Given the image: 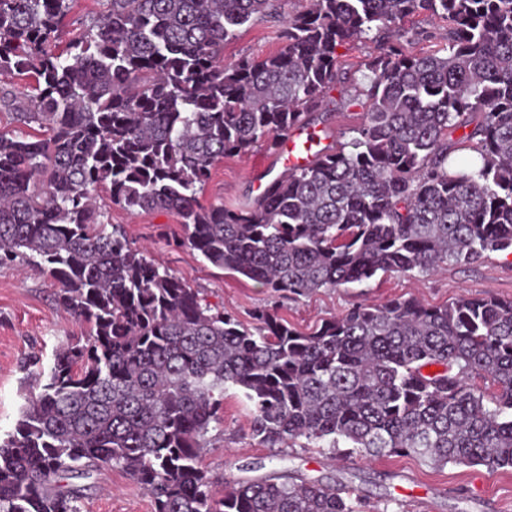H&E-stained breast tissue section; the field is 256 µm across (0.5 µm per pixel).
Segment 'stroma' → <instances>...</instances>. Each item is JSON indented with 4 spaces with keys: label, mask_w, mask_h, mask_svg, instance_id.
I'll return each instance as SVG.
<instances>
[{
    "label": "stroma",
    "mask_w": 512,
    "mask_h": 512,
    "mask_svg": "<svg viewBox=\"0 0 512 512\" xmlns=\"http://www.w3.org/2000/svg\"><path fill=\"white\" fill-rule=\"evenodd\" d=\"M308 0H282L278 16H266L242 27L236 40L224 46V61L264 56L277 51L284 18L304 11ZM372 44L358 42L338 49L348 78L333 88L325 109L315 115L321 143L335 145L364 119L356 89L358 69ZM281 168L276 153L261 146L243 156L217 163L209 182L198 194L202 205L238 206L251 202ZM104 220L120 225L133 247L169 268L198 290L212 307L251 327L258 309H271L301 331L345 314L358 305L382 304L416 297L442 305L461 295L512 300V252L488 254L470 266L450 264L422 274L416 271L376 276L365 285L347 284L296 295L275 292L245 277L214 268L183 246L182 226L175 214H130L100 197ZM83 327L59 305L50 280L24 265L0 267V438L15 424L33 379L32 358L49 365L55 350L81 336ZM296 472L336 486L356 490L370 503V512H512V469L435 466L414 456L366 458L340 444L339 448H270L251 434L250 409L235 392L224 396V417L211 424L200 464L216 491L226 482L256 476L260 464ZM80 512H155L145 490L118 469L106 468L89 480Z\"/></svg>",
    "instance_id": "obj_1"
}]
</instances>
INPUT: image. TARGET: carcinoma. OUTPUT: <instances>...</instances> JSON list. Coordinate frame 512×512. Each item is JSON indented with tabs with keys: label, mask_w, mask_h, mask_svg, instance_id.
I'll return each mask as SVG.
<instances>
[{
	"label": "carcinoma",
	"mask_w": 512,
	"mask_h": 512,
	"mask_svg": "<svg viewBox=\"0 0 512 512\" xmlns=\"http://www.w3.org/2000/svg\"><path fill=\"white\" fill-rule=\"evenodd\" d=\"M76 2L0 0V74L35 80L0 85L19 125L0 131V266L48 277L86 329L33 363L38 392L0 441V512H80L73 480L103 468L155 512H364L352 489L277 471L216 496L198 458L229 389L269 448L512 468V300L394 299L307 333L262 309L248 328L98 206L103 188L131 213L171 212L212 266L293 294L512 249V0H310L276 52L229 65L224 44L278 0H104L72 34ZM420 15L448 37L414 54L402 24ZM367 37L349 141L249 204L201 205L217 161L313 128L337 48Z\"/></svg>",
	"instance_id": "obj_1"
}]
</instances>
